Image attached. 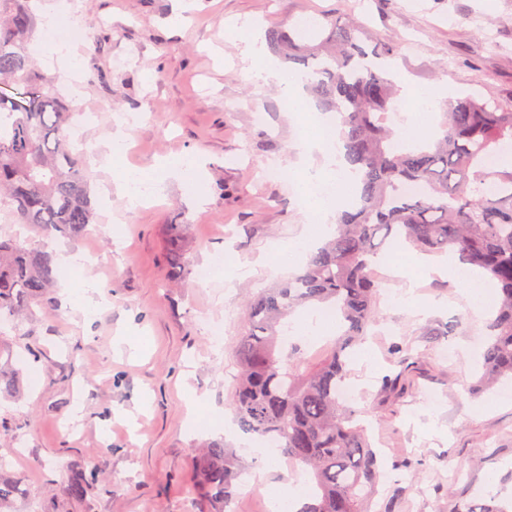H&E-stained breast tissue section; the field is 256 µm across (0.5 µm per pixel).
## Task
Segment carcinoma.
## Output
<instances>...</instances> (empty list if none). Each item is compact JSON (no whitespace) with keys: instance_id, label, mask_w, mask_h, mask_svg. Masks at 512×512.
<instances>
[{"instance_id":"cac0c4a2","label":"carcinoma","mask_w":512,"mask_h":512,"mask_svg":"<svg viewBox=\"0 0 512 512\" xmlns=\"http://www.w3.org/2000/svg\"><path fill=\"white\" fill-rule=\"evenodd\" d=\"M317 26V42L307 41L297 23L275 27L268 47L302 73L306 92L324 111L338 114L344 159L359 181L350 209L336 216V234L295 275L245 304L231 404L244 430L310 469L314 485L300 512H369L380 477L377 454L360 410L338 389L354 348L377 322L376 267L389 238L426 255L453 253L496 287V312L469 391L481 395L512 380V163L486 166L512 146V105L450 98L441 105L437 134L399 146L387 125L398 89L368 60L394 56L393 43L353 16L324 15ZM33 30L19 0H0V203L10 205L13 223L44 238L27 244L19 232L0 230V324L11 327L48 301L61 275L47 240L81 237L94 224L81 153L70 143L75 113L29 68ZM184 232L182 224L169 225L172 280L192 274L178 250ZM310 307L333 313L338 335L308 359V345L285 342L283 328L289 315ZM19 374L11 362H0V395L15 392ZM194 466L208 490L203 512H229L240 475L236 455L224 442H210ZM99 482L92 467L71 479L69 491L82 497ZM20 495L0 465V512H11ZM457 512L509 510L471 501Z\"/></svg>"}]
</instances>
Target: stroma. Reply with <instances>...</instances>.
Segmentation results:
<instances>
[{"label":"stroma","instance_id":"35a3bbf8","mask_svg":"<svg viewBox=\"0 0 512 512\" xmlns=\"http://www.w3.org/2000/svg\"><path fill=\"white\" fill-rule=\"evenodd\" d=\"M25 5L40 30L45 11L78 15L75 77L32 59L36 76L79 113L98 230L65 244L93 257L83 279L60 278L58 306L0 341L23 371V396L0 397V458L23 492L15 512H201L193 457L209 439H224L246 476L309 484L287 457L246 448L230 399L242 303L306 261L295 252L314 232L297 190L299 131L316 120V105L304 94L301 111H284L274 87L249 80L224 28L250 19L267 29L349 8L396 46L403 88L432 90L438 103L473 93L512 104V0H197L188 24L175 19L177 0ZM257 109L265 123L255 122ZM113 112L136 117L117 162ZM188 157L197 173H158L151 199L127 208L115 186L123 169ZM269 168L280 177H265ZM172 224L186 227L180 250L191 267L226 250L236 267L207 287L192 278L171 285ZM404 258L403 277L380 281L371 361L351 366L383 471L371 512H455L463 501L511 499L512 381L490 396L467 390L490 316L474 310L461 281L428 277L415 253ZM89 276L106 304L86 315L63 297ZM211 319L224 322L222 346L209 339ZM387 374L400 376V391L382 392ZM91 467L101 483L71 497V476Z\"/></svg>","mask_w":512,"mask_h":512}]
</instances>
